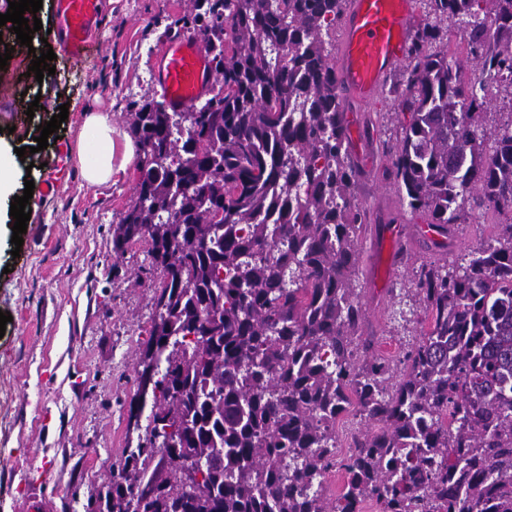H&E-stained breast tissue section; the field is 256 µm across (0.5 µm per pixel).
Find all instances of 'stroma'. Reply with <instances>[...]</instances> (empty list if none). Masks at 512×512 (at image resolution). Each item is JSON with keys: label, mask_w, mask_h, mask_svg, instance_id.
Returning <instances> with one entry per match:
<instances>
[{"label": "stroma", "mask_w": 512, "mask_h": 512, "mask_svg": "<svg viewBox=\"0 0 512 512\" xmlns=\"http://www.w3.org/2000/svg\"><path fill=\"white\" fill-rule=\"evenodd\" d=\"M104 2L97 43L77 61L61 40L46 38L53 0H43V28L31 47L19 45L12 32L0 33V55L15 48L0 69V145L29 148L59 106L68 108L47 149L24 156L35 183H44L53 167L61 181L36 195L19 256L11 254L14 219L0 213V311L13 317L0 337V512H26L27 484L48 498L50 512H91L119 473L129 438L135 365L160 279L144 245L112 250V226L135 200L139 173L132 164L111 183L90 188L79 168L60 158L91 109L111 111L117 137L129 136L132 113L162 98L155 70L168 42L198 36L192 0ZM32 47L56 55L55 73L40 82L27 73ZM345 108L359 130L350 143L363 170L356 196L372 218L358 239L355 286L365 335L373 337L375 354L393 359L428 328L418 305L402 318L397 311L415 268L433 250L414 233L430 217L402 203L386 175L379 145L399 137L408 121L393 96L385 92L369 107L349 102ZM507 220L504 214L471 217L459 226L453 252L489 241ZM394 224L407 230L401 261L382 244Z\"/></svg>", "instance_id": "1"}]
</instances>
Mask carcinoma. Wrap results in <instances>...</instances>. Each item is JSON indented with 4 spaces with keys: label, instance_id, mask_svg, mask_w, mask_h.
I'll list each match as a JSON object with an SVG mask.
<instances>
[{
    "label": "carcinoma",
    "instance_id": "obj_1",
    "mask_svg": "<svg viewBox=\"0 0 512 512\" xmlns=\"http://www.w3.org/2000/svg\"><path fill=\"white\" fill-rule=\"evenodd\" d=\"M401 78L410 115L382 143L386 175L424 210L447 249L475 211L512 214V116L493 128L489 87L512 96V0H424ZM345 0H193L192 23L221 86L205 104L132 114L136 199L113 225L112 251L147 246L159 271L128 419L150 408L169 444L125 448L106 512H512V218L444 265L420 263L412 297L430 328L395 375L372 341L353 288L356 244L371 223L354 188L332 36ZM458 26L485 77L465 80L437 49ZM494 141L487 152L485 141ZM355 395L360 432L336 459V418ZM414 439L411 455L399 452ZM205 460L188 495L186 463ZM338 466L347 480L321 491Z\"/></svg>",
    "mask_w": 512,
    "mask_h": 512
}]
</instances>
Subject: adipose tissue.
Wrapping results in <instances>:
<instances>
[{
	"instance_id": "adipose-tissue-1",
	"label": "adipose tissue",
	"mask_w": 512,
	"mask_h": 512,
	"mask_svg": "<svg viewBox=\"0 0 512 512\" xmlns=\"http://www.w3.org/2000/svg\"><path fill=\"white\" fill-rule=\"evenodd\" d=\"M70 155L86 183L95 187L111 181L117 166H128L134 158V148L130 141H115L111 113L90 112Z\"/></svg>"
}]
</instances>
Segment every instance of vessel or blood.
<instances>
[{
	"label": "vessel or blood",
	"mask_w": 512,
	"mask_h": 512,
	"mask_svg": "<svg viewBox=\"0 0 512 512\" xmlns=\"http://www.w3.org/2000/svg\"><path fill=\"white\" fill-rule=\"evenodd\" d=\"M103 0H55L54 22L72 57L96 41ZM413 0H347L336 69L345 95L356 104L372 102L406 59ZM157 83L167 108L182 111L208 95L214 72L194 42L168 44L158 61Z\"/></svg>",
	"instance_id": "1"
}]
</instances>
